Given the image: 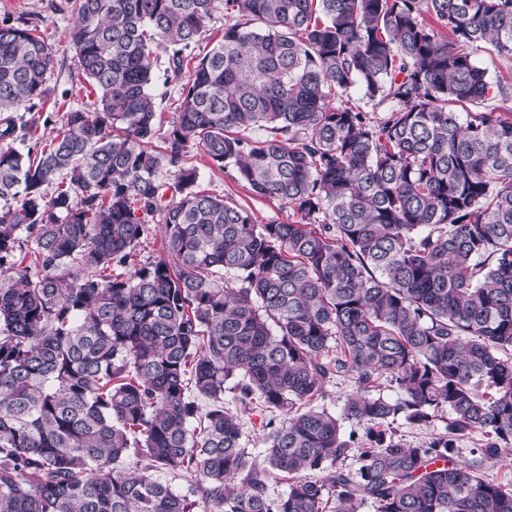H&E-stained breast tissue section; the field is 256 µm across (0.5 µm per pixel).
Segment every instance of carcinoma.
Instances as JSON below:
<instances>
[{
    "label": "carcinoma",
    "instance_id": "obj_1",
    "mask_svg": "<svg viewBox=\"0 0 512 512\" xmlns=\"http://www.w3.org/2000/svg\"><path fill=\"white\" fill-rule=\"evenodd\" d=\"M67 3L97 105L24 153L13 112L43 109L55 53L0 21V512H512L457 461L512 451V107L453 109L512 101L475 61L512 59V0ZM194 146L298 220L196 189ZM154 219L165 255L114 273ZM343 374L340 412L313 405ZM227 390L266 412L256 455ZM445 412L425 446L390 430ZM224 23V7L222 6L216 9L211 19L207 21L206 28L201 35L200 50H197V53H201L204 49L202 52L204 54L221 37L224 32ZM179 87L163 86L160 81L153 90L156 112L161 114L162 130L165 133L171 129L174 120V104L172 97H177Z\"/></svg>",
    "mask_w": 512,
    "mask_h": 512
}]
</instances>
